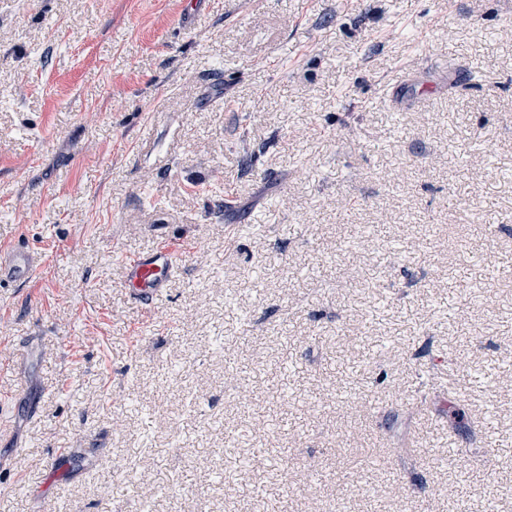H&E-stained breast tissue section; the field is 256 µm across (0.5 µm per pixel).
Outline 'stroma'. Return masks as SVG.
Returning a JSON list of instances; mask_svg holds the SVG:
<instances>
[{
  "mask_svg": "<svg viewBox=\"0 0 512 512\" xmlns=\"http://www.w3.org/2000/svg\"><path fill=\"white\" fill-rule=\"evenodd\" d=\"M18 244L0 512H512V0H0ZM41 266L39 258L26 246H19L4 259L0 253V285L24 282ZM180 253L159 246L150 253L132 256L125 262V288L130 297L151 303L163 292L179 267Z\"/></svg>",
  "mask_w": 512,
  "mask_h": 512,
  "instance_id": "35a3bbf8",
  "label": "stroma"
}]
</instances>
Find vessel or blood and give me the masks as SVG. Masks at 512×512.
<instances>
[{
	"mask_svg": "<svg viewBox=\"0 0 512 512\" xmlns=\"http://www.w3.org/2000/svg\"><path fill=\"white\" fill-rule=\"evenodd\" d=\"M179 260V253L168 246L129 258L125 263V286L130 297L143 303L153 302L177 271ZM40 265L29 248H15L8 256H0V285L27 281Z\"/></svg>",
	"mask_w": 512,
	"mask_h": 512,
	"instance_id": "b4317fda",
	"label": "vessel or blood"
}]
</instances>
